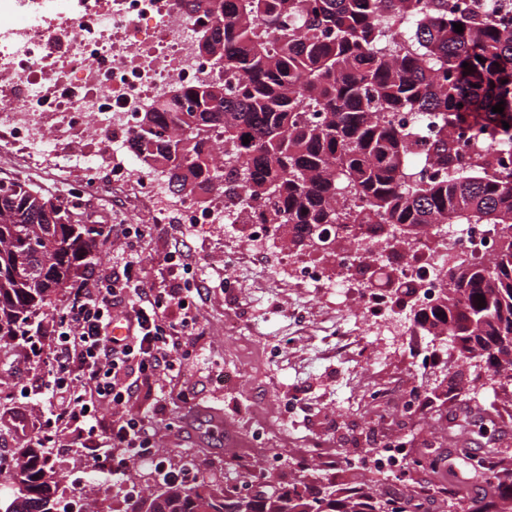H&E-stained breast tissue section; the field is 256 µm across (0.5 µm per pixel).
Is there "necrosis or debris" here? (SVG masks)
Listing matches in <instances>:
<instances>
[{
    "instance_id": "necrosis-or-debris-1",
    "label": "necrosis or debris",
    "mask_w": 512,
    "mask_h": 512,
    "mask_svg": "<svg viewBox=\"0 0 512 512\" xmlns=\"http://www.w3.org/2000/svg\"><path fill=\"white\" fill-rule=\"evenodd\" d=\"M197 18L176 0H0V164L79 188L132 189L157 216L161 189L132 163L139 112L174 84L211 77ZM486 225L451 224L414 241L420 300L433 302L448 252L488 255Z\"/></svg>"
}]
</instances>
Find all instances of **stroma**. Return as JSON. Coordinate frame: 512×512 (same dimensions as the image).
<instances>
[{
  "label": "stroma",
  "instance_id": "stroma-1",
  "mask_svg": "<svg viewBox=\"0 0 512 512\" xmlns=\"http://www.w3.org/2000/svg\"><path fill=\"white\" fill-rule=\"evenodd\" d=\"M86 206L92 220L108 225L109 234L100 239L96 257L80 269V280L122 273L131 253L155 279L159 259L177 242H185L190 251L192 276L203 293L202 334L198 356L185 368L182 380L196 394L198 418L190 432L170 428L177 410L171 406L157 414L156 381L139 385L131 405L132 411L156 414L160 453L173 467L190 459L196 475L216 473L222 490L235 491L247 478L225 466V459L252 458L261 446V469L272 483H287L289 462L300 461L319 467L323 478L345 491L366 484L356 471L347 469L345 459L395 439L420 453L444 458L453 432L464 424L471 430L472 455L488 448L512 449V397L505 388L481 385L475 393L461 394L460 386L484 375V368L449 359L447 346L412 327L404 312H388L386 320L412 329L413 340L380 333L362 339L337 335V320L361 321L363 305L358 292L332 286L334 265L324 269L329 286L291 288L286 284L289 268L278 263V243L268 242L264 255H256L240 225L199 224L179 235L171 225L143 213L123 191L89 198ZM132 222L147 225L149 235L134 243L124 239L120 227ZM228 277L233 280L229 289L224 286ZM52 343L51 323L46 320L35 355L25 361L16 353L0 358V390L11 395L7 408H21L34 420L43 415L46 398L37 377ZM358 373L374 375L393 387L397 402L407 407L404 425L394 427L374 415L366 391L350 384ZM21 375L27 378L22 390L12 385ZM52 455L64 460V474L82 466L107 512H130V491L147 495L158 479L153 468L140 466L126 484L100 482L82 449L65 446L53 449ZM414 482L434 490L428 512H444L443 493L454 487V477L447 471H415L385 480L380 490L396 495Z\"/></svg>",
  "mask_w": 512,
  "mask_h": 512
}]
</instances>
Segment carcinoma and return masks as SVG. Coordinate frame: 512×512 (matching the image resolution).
Returning <instances> with one entry per match:
<instances>
[{
    "instance_id": "carcinoma-1",
    "label": "carcinoma",
    "mask_w": 512,
    "mask_h": 512,
    "mask_svg": "<svg viewBox=\"0 0 512 512\" xmlns=\"http://www.w3.org/2000/svg\"><path fill=\"white\" fill-rule=\"evenodd\" d=\"M207 19L197 50L219 61L215 76L175 89L140 113L132 148L176 193L224 197L226 224H265L293 255L317 251L321 227L334 229L331 256L351 244L380 273L382 288L410 305L418 288L400 266L415 235L448 224L496 231L493 254L459 257L440 269L446 287L412 322L434 337L460 336L458 357L484 364L491 379L512 380V9L503 0L472 6L456 0H184ZM462 24L463 32L453 24ZM468 66H463V63ZM504 102L503 113L492 106ZM478 137L467 146L448 133L467 117ZM509 123L504 128L502 122ZM250 143L243 144V139ZM103 224L80 198L60 201L38 186L0 180V353L32 342L33 325L60 308L94 256ZM42 279L15 280L16 262ZM485 297L480 303L478 297ZM47 448L24 443L0 456V475L28 483L0 507L59 512ZM372 451L344 459L376 472ZM507 456L490 473L469 471L512 512ZM288 486L230 497L210 488L164 483L142 497L170 512H426L415 490L383 498L336 486L301 462ZM448 512H487L460 492Z\"/></svg>"
}]
</instances>
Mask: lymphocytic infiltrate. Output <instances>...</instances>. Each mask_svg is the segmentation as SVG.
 <instances>
[{
    "label": "lymphocytic infiltrate",
    "mask_w": 512,
    "mask_h": 512,
    "mask_svg": "<svg viewBox=\"0 0 512 512\" xmlns=\"http://www.w3.org/2000/svg\"><path fill=\"white\" fill-rule=\"evenodd\" d=\"M189 258L180 249L166 253L154 282L133 256L122 276L103 274L68 290L51 318L55 339L44 376L46 393L60 390L67 399L44 423L16 417L20 441L54 448L69 437L89 451L99 472L118 480L143 464L167 481L191 478L192 469L163 464L155 418L127 408L138 381L178 377L196 357L201 290L186 278ZM116 320L128 335H113Z\"/></svg>",
    "instance_id": "lymphocytic-infiltrate-1"
}]
</instances>
